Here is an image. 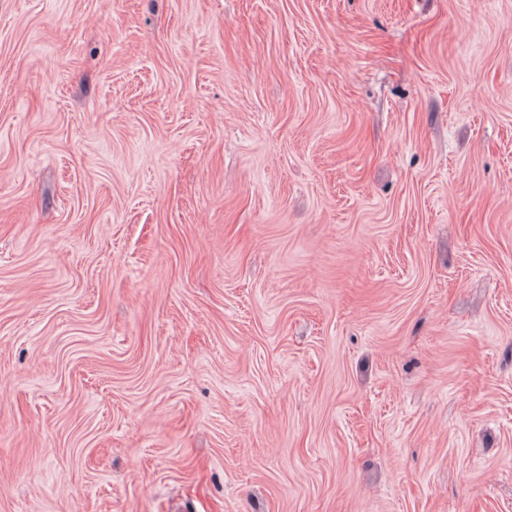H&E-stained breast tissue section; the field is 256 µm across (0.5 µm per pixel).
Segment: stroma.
<instances>
[{"label":"stroma","mask_w":512,"mask_h":512,"mask_svg":"<svg viewBox=\"0 0 512 512\" xmlns=\"http://www.w3.org/2000/svg\"><path fill=\"white\" fill-rule=\"evenodd\" d=\"M0 512H512V0H0Z\"/></svg>","instance_id":"stroma-1"}]
</instances>
